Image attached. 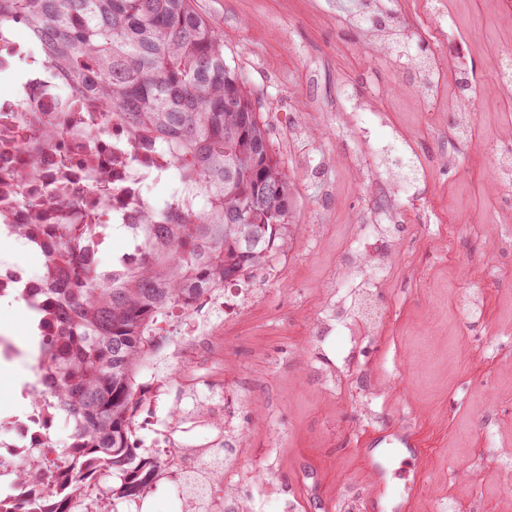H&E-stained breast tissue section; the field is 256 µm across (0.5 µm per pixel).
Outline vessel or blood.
I'll return each mask as SVG.
<instances>
[{
	"instance_id": "1",
	"label": "vessel or blood",
	"mask_w": 512,
	"mask_h": 512,
	"mask_svg": "<svg viewBox=\"0 0 512 512\" xmlns=\"http://www.w3.org/2000/svg\"><path fill=\"white\" fill-rule=\"evenodd\" d=\"M364 455L374 478L373 493L366 504L367 512H411L415 483L395 487L389 480V474L394 458L400 457L408 462L421 457V440L416 432L404 425L388 427L368 440Z\"/></svg>"
}]
</instances>
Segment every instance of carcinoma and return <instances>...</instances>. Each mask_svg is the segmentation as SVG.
<instances>
[{
	"label": "carcinoma",
	"instance_id": "1",
	"mask_svg": "<svg viewBox=\"0 0 512 512\" xmlns=\"http://www.w3.org/2000/svg\"><path fill=\"white\" fill-rule=\"evenodd\" d=\"M25 27L43 60L69 82L102 123L123 129L128 162L150 152L174 201H145L131 225L134 255L103 265L86 224H16L45 266L38 309L39 388L46 406L72 427L66 447L89 477L106 471L111 500L130 501L155 482L158 459L131 443L141 402L138 377L173 337L161 324L203 307L205 294L242 283L290 248L292 187L224 37L194 0H0V29ZM35 146L9 174L20 188L40 177L48 156L62 164L61 136L73 112H25ZM40 206L76 209L63 184ZM16 485L32 497L0 512H75L88 500L82 480L27 464Z\"/></svg>",
	"mask_w": 512,
	"mask_h": 512
}]
</instances>
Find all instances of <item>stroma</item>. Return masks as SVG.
I'll return each instance as SVG.
<instances>
[{
  "label": "stroma",
  "instance_id": "35a3bbf8",
  "mask_svg": "<svg viewBox=\"0 0 512 512\" xmlns=\"http://www.w3.org/2000/svg\"><path fill=\"white\" fill-rule=\"evenodd\" d=\"M431 51L448 62L465 56L477 93L468 130L448 138V115L429 111L411 80L352 24L353 0H195L224 35V57L241 73L293 184L294 240L271 269L254 272L258 302L230 333L207 346L178 320L176 344L164 346L139 381L165 387L158 413L179 407L187 381H228L239 394L242 448L236 471L212 489L250 501L257 479L272 487L261 512H366L372 489L362 449L376 432L353 396L322 385L314 370L330 358L315 329L328 282L342 278L340 256L367 208L383 198L372 147L390 150L405 135L406 153L422 159L449 141L460 164L440 162L419 174L397 206L395 261L380 287L386 330L367 346L357 375L372 388L387 424L410 423L425 449L413 512H512V479L487 456V432L512 454V251L498 245L512 217V188L495 175L512 150V93L502 91L494 59L512 55V0H448L436 22L421 0H384ZM374 107L362 135L347 128L349 98ZM482 289V317L468 297ZM189 355L179 358L176 345ZM176 380H169V373Z\"/></svg>",
  "mask_w": 512,
  "mask_h": 512
}]
</instances>
